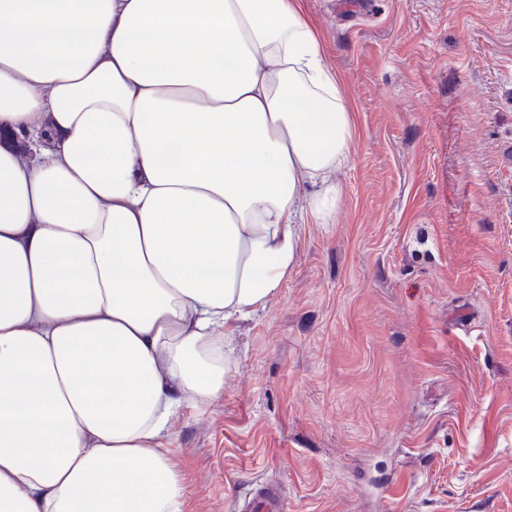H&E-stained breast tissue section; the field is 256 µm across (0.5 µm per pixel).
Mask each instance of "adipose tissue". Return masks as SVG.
<instances>
[{
  "mask_svg": "<svg viewBox=\"0 0 512 512\" xmlns=\"http://www.w3.org/2000/svg\"><path fill=\"white\" fill-rule=\"evenodd\" d=\"M0 512H184L166 453L327 223L353 114L301 0H0Z\"/></svg>",
  "mask_w": 512,
  "mask_h": 512,
  "instance_id": "adipose-tissue-1",
  "label": "adipose tissue"
}]
</instances>
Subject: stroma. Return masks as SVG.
Listing matches in <instances>:
<instances>
[{"label":"stroma","instance_id":"obj_1","mask_svg":"<svg viewBox=\"0 0 512 512\" xmlns=\"http://www.w3.org/2000/svg\"><path fill=\"white\" fill-rule=\"evenodd\" d=\"M355 115L329 223L184 402L188 512H512V0H304ZM398 476L397 492L382 482ZM287 505L288 495L281 484L262 481L239 509L240 512H286Z\"/></svg>","mask_w":512,"mask_h":512}]
</instances>
